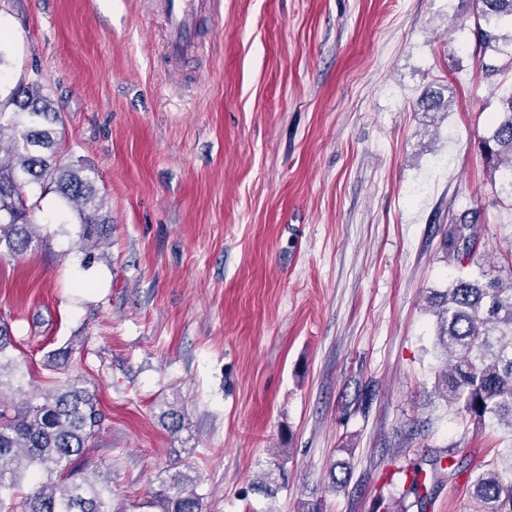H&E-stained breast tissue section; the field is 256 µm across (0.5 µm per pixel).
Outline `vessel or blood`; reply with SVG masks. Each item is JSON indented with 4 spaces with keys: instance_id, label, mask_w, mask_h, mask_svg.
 Masks as SVG:
<instances>
[{
    "instance_id": "1",
    "label": "vessel or blood",
    "mask_w": 512,
    "mask_h": 512,
    "mask_svg": "<svg viewBox=\"0 0 512 512\" xmlns=\"http://www.w3.org/2000/svg\"><path fill=\"white\" fill-rule=\"evenodd\" d=\"M218 0H161L165 20L163 54L169 64L201 51L203 17L213 15Z\"/></svg>"
}]
</instances>
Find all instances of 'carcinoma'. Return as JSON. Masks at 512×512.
<instances>
[{"mask_svg": "<svg viewBox=\"0 0 512 512\" xmlns=\"http://www.w3.org/2000/svg\"><path fill=\"white\" fill-rule=\"evenodd\" d=\"M483 24L477 25L476 51L483 75L497 89V77L512 70V58L497 66L485 63L490 54L512 44V33L500 32L503 20L512 22V0H478ZM502 110L492 121L482 148L494 173L512 171V90L501 97ZM15 106L11 112L6 111ZM60 113L38 89L14 90L0 98V256L19 257L31 247L36 224L30 218L25 191L49 181L82 224L85 249L106 239L108 221L99 215L94 181L80 164H65L59 154L55 125ZM479 243L477 213L463 215L444 233V244L459 274L440 294L434 311L436 346L447 360L436 375L439 395L457 414L480 429L498 424L512 434V254L507 258L508 279L481 272L473 277ZM8 327L0 324V389L4 372L17 366ZM72 349L59 348L48 362L65 373ZM104 422L95 392L67 379L37 397L22 394L8 403L0 395V512H112V487L93 482L82 471L89 466L87 452L94 447ZM462 463L444 465L442 457L429 468L411 462L397 469L401 493L389 500L377 498L372 512H424L427 485L456 474ZM35 489L16 508V489L26 476ZM472 512H512V448L481 466L472 479ZM159 512H204L203 497L194 480L176 474L155 494Z\"/></svg>", "mask_w": 512, "mask_h": 512, "instance_id": "cac0c4a2", "label": "carcinoma"}]
</instances>
